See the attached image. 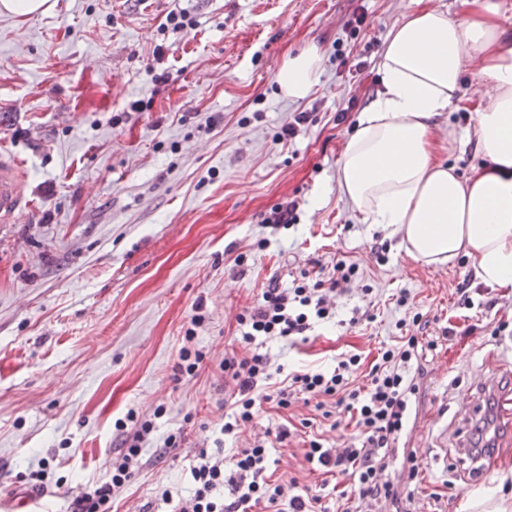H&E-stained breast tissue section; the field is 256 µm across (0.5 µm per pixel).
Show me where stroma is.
<instances>
[{
	"mask_svg": "<svg viewBox=\"0 0 512 512\" xmlns=\"http://www.w3.org/2000/svg\"><path fill=\"white\" fill-rule=\"evenodd\" d=\"M52 2L45 14L0 13V143L22 162L29 203L18 223L0 224V495L26 492L33 512H71L82 488L112 469L122 443L115 421L131 410L154 418L162 406L159 433L178 429L184 441L136 471L114 507L170 512L156 489L191 495L195 451L215 448L214 426L230 408L218 364L235 346L237 314L269 284L288 288L315 264L345 260L360 277L335 298L338 325L293 347L267 344L272 366L328 364L349 350L369 364L396 336L436 341L418 360L411 412L422 431L400 438L391 465L400 472L410 454L420 465L398 508L463 512L490 491L512 499V403H498L500 448L482 473L457 453L478 379L512 376V334L491 333L499 318L512 320V292L480 287L468 261H414L398 236L362 223L338 187L346 141L380 88L386 37L410 0ZM173 9L194 27L164 28ZM312 45L318 80L306 98H288L277 74ZM156 73L166 81L153 82ZM478 106L467 99L432 121L439 159L463 176L482 161ZM300 112L313 123L279 140ZM292 200L298 223H264ZM242 253L246 263L235 265ZM462 288L474 290V308L460 306ZM199 303L207 319L196 343L207 359L182 377L174 366ZM356 307L370 318L347 326ZM418 312L425 327L412 322ZM315 415L301 402L267 409L224 446L248 448L265 429L294 424L273 444L275 476L315 486L308 434L339 447L350 433ZM305 418L311 431L300 427ZM44 458L51 468L40 488L28 474Z\"/></svg>",
	"mask_w": 512,
	"mask_h": 512,
	"instance_id": "35a3bbf8",
	"label": "stroma"
}]
</instances>
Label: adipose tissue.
Wrapping results in <instances>:
<instances>
[{"label": "adipose tissue", "mask_w": 512, "mask_h": 512, "mask_svg": "<svg viewBox=\"0 0 512 512\" xmlns=\"http://www.w3.org/2000/svg\"><path fill=\"white\" fill-rule=\"evenodd\" d=\"M391 29L380 61L382 89L362 112L339 167V187L363 223L399 236L414 260L443 266L458 256L492 289L512 288V34L495 0H467L465 16L415 0ZM494 95L475 134L485 164L460 176L438 157L431 122L458 101L462 63ZM320 58L288 59L277 81L290 98L308 96Z\"/></svg>", "instance_id": "adipose-tissue-1"}]
</instances>
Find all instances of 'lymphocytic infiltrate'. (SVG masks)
Wrapping results in <instances>:
<instances>
[{"instance_id":"f902f5d3","label":"lymphocytic infiltrate","mask_w":512,"mask_h":512,"mask_svg":"<svg viewBox=\"0 0 512 512\" xmlns=\"http://www.w3.org/2000/svg\"><path fill=\"white\" fill-rule=\"evenodd\" d=\"M360 272L356 263L338 261L325 276L302 273L292 287L269 284L251 307L237 316V346L225 354L218 369L225 384L233 388V408L218 430L233 436L254 425L265 405L288 409L293 401H314L323 418L331 408L349 416L354 427L342 447L325 446L321 438L308 442L305 459L313 470L341 476L348 484L339 494L336 512H383L399 501L400 482L386 479L395 447L405 429L412 396L419 390L413 372L419 357L417 337L404 336L383 347L366 373L358 378L360 354H339L334 366H305L274 380L263 344L278 340L296 345L315 326L336 316L334 295L346 292ZM158 407L153 418L128 411L117 419L123 448L112 460L105 482L86 488L76 496L72 512H112V501L136 470L148 462L150 450L179 447L177 433L158 435L155 420L164 416ZM271 460L266 440L232 454L199 449L191 470L192 495L179 501L175 512H329L324 489L300 486L297 480L279 481L269 473Z\"/></svg>"}]
</instances>
